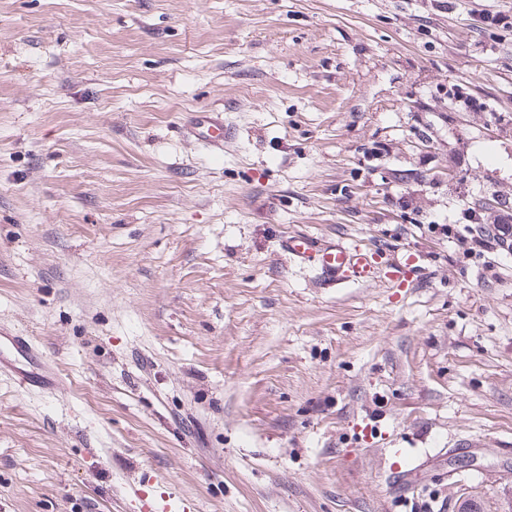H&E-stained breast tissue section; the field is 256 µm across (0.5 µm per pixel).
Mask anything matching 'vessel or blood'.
Returning a JSON list of instances; mask_svg holds the SVG:
<instances>
[{
	"mask_svg": "<svg viewBox=\"0 0 512 512\" xmlns=\"http://www.w3.org/2000/svg\"><path fill=\"white\" fill-rule=\"evenodd\" d=\"M183 132L213 149L224 146V117L213 110H198L187 114ZM284 246L293 257L317 259V268L324 280L335 284L347 281L366 283L373 279L383 260L381 251L362 243L323 244L303 235L286 237Z\"/></svg>",
	"mask_w": 512,
	"mask_h": 512,
	"instance_id": "1",
	"label": "vessel or blood"
}]
</instances>
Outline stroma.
<instances>
[{
	"mask_svg": "<svg viewBox=\"0 0 512 512\" xmlns=\"http://www.w3.org/2000/svg\"><path fill=\"white\" fill-rule=\"evenodd\" d=\"M490 14L0 0V512L512 507V248L465 241L512 212ZM288 235L414 281L329 285ZM186 137L220 150L224 147V117L221 112L198 110L189 112L183 124Z\"/></svg>",
	"mask_w": 512,
	"mask_h": 512,
	"instance_id": "obj_1",
	"label": "stroma"
}]
</instances>
